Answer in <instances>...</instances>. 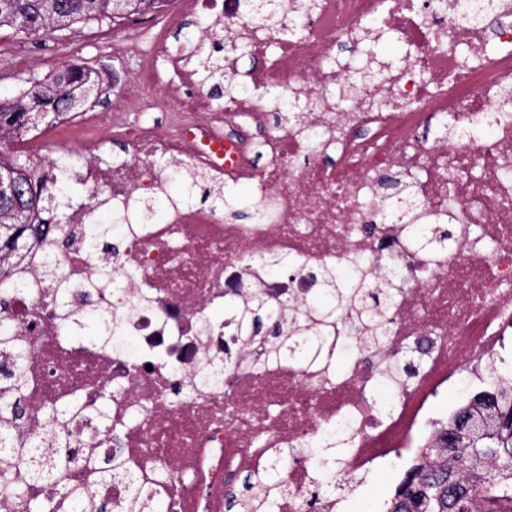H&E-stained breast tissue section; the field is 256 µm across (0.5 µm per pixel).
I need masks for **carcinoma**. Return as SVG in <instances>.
I'll list each match as a JSON object with an SVG mask.
<instances>
[{"label":"carcinoma","mask_w":512,"mask_h":512,"mask_svg":"<svg viewBox=\"0 0 512 512\" xmlns=\"http://www.w3.org/2000/svg\"><path fill=\"white\" fill-rule=\"evenodd\" d=\"M158 0H0V29L8 28L15 37L26 39L49 31H62L79 23L101 22L122 18L153 9ZM298 6L311 12L317 0H241L242 13L249 19L260 16L269 25L277 17ZM247 48L245 33L238 32L220 38L213 44L212 53L199 63L201 82H212L210 95L220 99H234L246 88L243 83L225 81L224 42ZM69 83L59 81V73L44 77L37 83L24 82L13 100H0V173L10 172L22 184L24 193L15 201L0 200V307L7 304L9 289L15 287L13 269L22 259V253L31 240L44 234L43 225L60 223L54 210L64 205L65 183L54 175L37 173L30 159L9 151L14 134L26 127L37 128L47 118L58 120L65 115L82 111L80 95L95 94L98 79L80 65L62 68ZM274 119L278 124L292 122L305 128L303 113L297 100L279 93L274 101ZM170 180L182 186V194L174 199L154 198L135 201L131 210L122 212L123 221L151 222L161 212L164 203L174 207L190 204L194 189L207 182L202 173L188 171L183 163L173 168ZM224 208L234 206V199L221 190L204 188L201 201L207 200ZM386 203L396 204L415 214L422 208V200L413 184L383 196ZM409 247L431 253L435 260L448 256L453 247L455 228L447 224H432L422 228L415 222L404 225ZM97 251L101 259L96 267L94 284L107 285L113 279L109 255L117 246L108 242L112 225L97 224L94 228ZM307 277L317 288V295L306 307L296 309L283 304L273 309L259 289L224 301V312L230 314L235 337L224 342V361L206 373L209 382H219L223 370L233 366L238 357V346L250 341L262 342L269 360L292 353L305 366L324 363L333 354L338 342V326L349 321L358 326L363 347L375 350L386 333V314L397 287L390 276L379 280L360 277L343 279L334 270L313 266ZM26 358L22 350L16 352L11 368L4 370L13 379L16 390L24 388L21 367ZM496 384L494 407L475 395L473 399L452 414L436 435L435 448H423L417 461L406 471L391 500L389 512H481L480 504L500 507L498 512L512 505V374L490 368ZM84 414L78 401L49 414L50 432L55 447L44 448L42 441L29 444L28 482L48 484L70 499L72 512H85L84 499L88 494L71 487L68 473L76 465L91 468L101 481L120 476L127 481L129 503L145 512H164L166 497L152 484L128 475L118 462L100 466L92 448H71L58 426L66 416ZM288 450H279L274 468L263 473L245 475L242 490H230L226 498L227 512L238 508L255 512H278L279 494L272 493L257 501L250 499V491L261 483L275 482L288 462Z\"/></svg>","instance_id":"cac0c4a2"}]
</instances>
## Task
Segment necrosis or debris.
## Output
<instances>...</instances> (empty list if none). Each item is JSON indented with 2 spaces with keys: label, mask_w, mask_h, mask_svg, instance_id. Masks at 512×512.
Returning <instances> with one entry per match:
<instances>
[{
  "label": "necrosis or debris",
  "mask_w": 512,
  "mask_h": 512,
  "mask_svg": "<svg viewBox=\"0 0 512 512\" xmlns=\"http://www.w3.org/2000/svg\"><path fill=\"white\" fill-rule=\"evenodd\" d=\"M478 10L495 16L494 29L474 22ZM191 13L213 15L228 31L249 30L252 51L266 58L249 93L203 111L184 101L195 81L180 51L164 47L143 58L126 94L137 119L68 123L82 132L88 160L83 171L65 174L84 188L67 203L66 228L84 235L101 207L157 195L165 181L160 158L190 163L220 183L250 184L257 206L276 201V216L240 224L186 205L153 224L125 225L113 285L92 291L87 302L79 291L98 253L81 244L57 255L50 238L35 244L0 312V331L9 337L0 358L27 352L21 398L11 380H0V420L18 415L13 433L22 446L45 435L50 410L107 397L113 431L71 417L70 447L91 444L100 458L121 457L132 474L162 489L174 512H225L233 482L267 471L275 449L286 448L279 512H308L318 483L307 453L312 443L349 428V448L338 460L349 476L424 447L435 396L462 368L496 356L512 335V118L498 110L512 92V0H319L315 14L299 15L296 39L264 21H244L240 0H177L167 21L176 25ZM378 18L408 54L392 88L360 90L338 111L336 94L353 69L337 62L335 45L356 42L361 27ZM162 64L176 72L175 82L158 81ZM300 89L323 103L311 114L320 130L314 141L268 120V91ZM155 111L167 112L165 127L148 121ZM438 126L454 138L433 136ZM113 132L126 144L125 159L101 156ZM394 172L416 182L422 223L457 225L444 261L411 250L398 218H378L381 180ZM476 227L481 237L473 236ZM276 255L288 256L293 270L274 279L250 275L260 258ZM51 260L74 288L67 299L43 279ZM310 265L347 279L363 271L396 277L401 293L380 349L355 354L340 373L288 355L268 362L264 345L254 342L242 347L223 383L202 384L232 333L228 323L212 321L211 307L257 285L271 303L303 307L313 292L302 273ZM123 294L136 306L124 307ZM91 310L116 322L132 349L82 341L79 324ZM416 346L425 350L416 374L392 376ZM33 495L46 512H67L54 490L26 483L21 459L0 458V512H25Z\"/></svg>",
  "instance_id": "4bbe7bcc"
}]
</instances>
